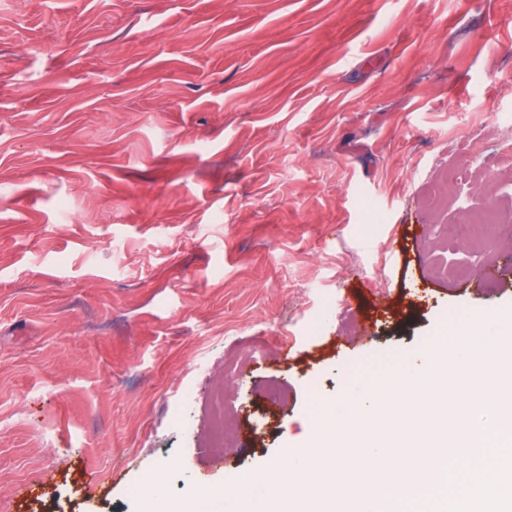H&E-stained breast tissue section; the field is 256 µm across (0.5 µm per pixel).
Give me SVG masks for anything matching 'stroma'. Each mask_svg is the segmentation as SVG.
Masks as SVG:
<instances>
[{
  "label": "stroma",
  "instance_id": "stroma-1",
  "mask_svg": "<svg viewBox=\"0 0 512 512\" xmlns=\"http://www.w3.org/2000/svg\"><path fill=\"white\" fill-rule=\"evenodd\" d=\"M507 203L512 0H0V512H138L147 475L178 501L287 462L512 308L484 278L512 228L460 233ZM232 353L248 432L220 454Z\"/></svg>",
  "mask_w": 512,
  "mask_h": 512
}]
</instances>
